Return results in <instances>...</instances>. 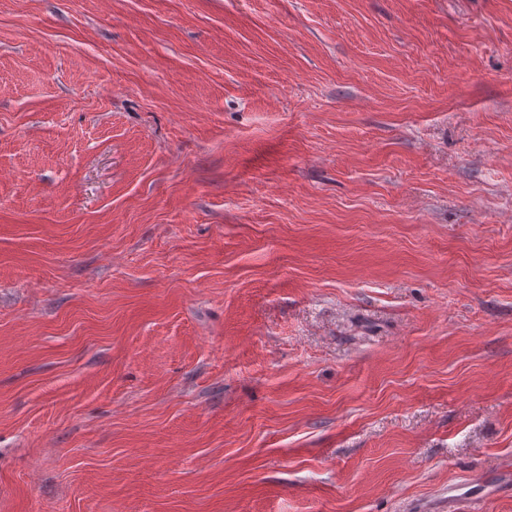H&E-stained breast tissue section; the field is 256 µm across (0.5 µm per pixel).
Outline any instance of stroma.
<instances>
[{"label":"stroma","instance_id":"stroma-1","mask_svg":"<svg viewBox=\"0 0 512 512\" xmlns=\"http://www.w3.org/2000/svg\"><path fill=\"white\" fill-rule=\"evenodd\" d=\"M512 512V0H0V512Z\"/></svg>","mask_w":512,"mask_h":512}]
</instances>
